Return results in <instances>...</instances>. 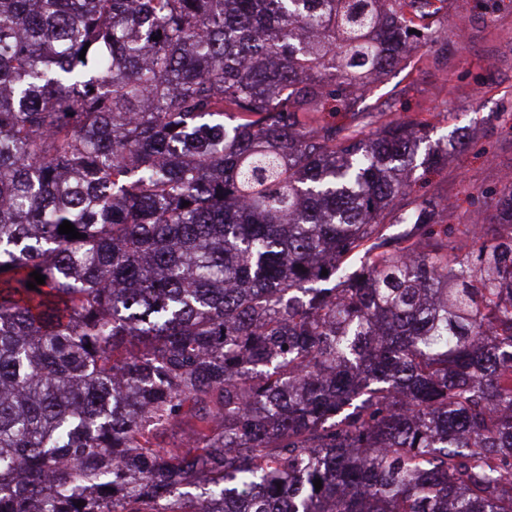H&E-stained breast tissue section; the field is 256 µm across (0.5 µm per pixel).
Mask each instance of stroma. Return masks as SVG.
<instances>
[{"label":"stroma","mask_w":512,"mask_h":512,"mask_svg":"<svg viewBox=\"0 0 512 512\" xmlns=\"http://www.w3.org/2000/svg\"><path fill=\"white\" fill-rule=\"evenodd\" d=\"M437 25L447 44L421 46L335 121L369 134L424 116L433 142L465 129L466 147L427 172L414 191L447 200L443 223L467 224L491 213L497 190L512 176V0H499L492 14L481 0H446Z\"/></svg>","instance_id":"stroma-1"}]
</instances>
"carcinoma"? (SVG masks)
<instances>
[{"label":"carcinoma","mask_w":512,"mask_h":512,"mask_svg":"<svg viewBox=\"0 0 512 512\" xmlns=\"http://www.w3.org/2000/svg\"><path fill=\"white\" fill-rule=\"evenodd\" d=\"M438 2L0 0V512H512V180L322 119Z\"/></svg>","instance_id":"carcinoma-1"}]
</instances>
